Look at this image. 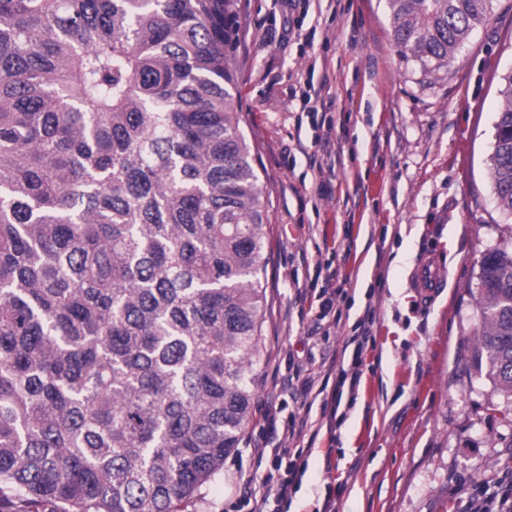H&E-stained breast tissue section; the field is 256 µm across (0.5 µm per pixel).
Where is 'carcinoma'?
<instances>
[{"label": "carcinoma", "instance_id": "1", "mask_svg": "<svg viewBox=\"0 0 512 512\" xmlns=\"http://www.w3.org/2000/svg\"><path fill=\"white\" fill-rule=\"evenodd\" d=\"M388 4L400 53L446 61L492 0ZM239 19L240 0H0V512H186L239 448L266 301ZM477 279L512 398V250Z\"/></svg>", "mask_w": 512, "mask_h": 512}]
</instances>
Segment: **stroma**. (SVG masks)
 I'll return each instance as SVG.
<instances>
[{"mask_svg": "<svg viewBox=\"0 0 512 512\" xmlns=\"http://www.w3.org/2000/svg\"><path fill=\"white\" fill-rule=\"evenodd\" d=\"M242 2L240 129L267 215L264 345L253 420L195 508L252 512L240 473L266 477L259 449L302 448L307 470L282 512H469L477 485L512 471V405L477 364L479 261L512 247L491 180L512 0H492L445 64L400 54L387 0L320 14ZM311 76L330 84L317 113L300 97ZM426 262L444 285L424 300L412 277ZM331 289L337 320L318 316ZM360 325L359 382L333 415L324 404Z\"/></svg>", "mask_w": 512, "mask_h": 512, "instance_id": "1", "label": "stroma"}]
</instances>
